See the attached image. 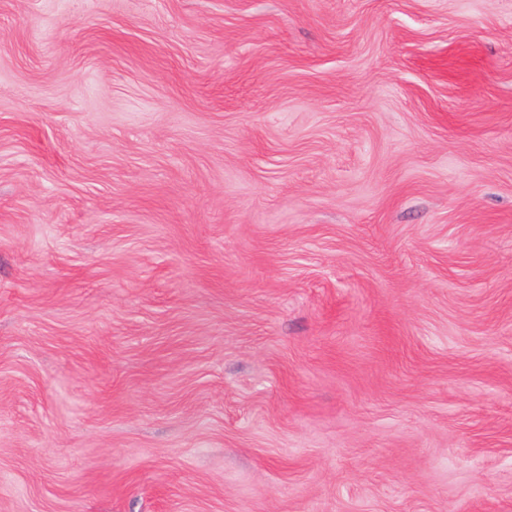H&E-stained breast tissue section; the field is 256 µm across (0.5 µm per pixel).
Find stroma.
Instances as JSON below:
<instances>
[{"instance_id": "stroma-1", "label": "stroma", "mask_w": 512, "mask_h": 512, "mask_svg": "<svg viewBox=\"0 0 512 512\" xmlns=\"http://www.w3.org/2000/svg\"><path fill=\"white\" fill-rule=\"evenodd\" d=\"M0 512H512V0H0Z\"/></svg>"}]
</instances>
